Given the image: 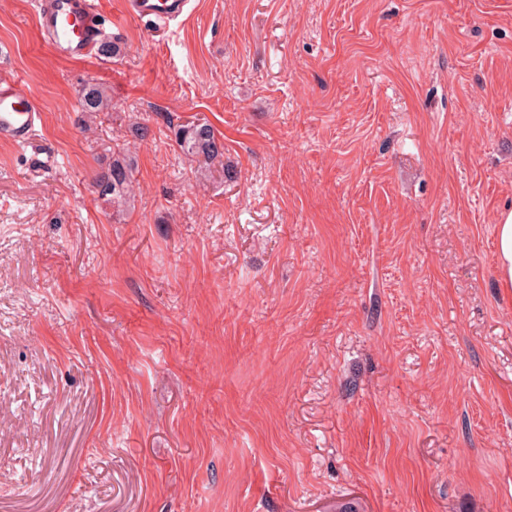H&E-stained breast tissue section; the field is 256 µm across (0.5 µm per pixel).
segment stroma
Listing matches in <instances>:
<instances>
[{
  "label": "stroma",
  "mask_w": 512,
  "mask_h": 512,
  "mask_svg": "<svg viewBox=\"0 0 512 512\" xmlns=\"http://www.w3.org/2000/svg\"><path fill=\"white\" fill-rule=\"evenodd\" d=\"M37 2L0 0L42 115L0 140V512H512V0H191L161 33L100 0L123 52L84 62ZM80 100L81 112L89 116H97L100 112H109L112 109L106 91L95 83H87L82 87ZM176 139L186 154L202 159L197 169L201 179H206L216 164L223 169L224 144L220 142L211 125L205 122L188 123L177 130ZM132 164L131 160H113L107 171H102L95 176L93 187L101 196H112V203L126 202L129 170ZM497 278L501 288H512V209L499 212L496 219Z\"/></svg>",
  "instance_id": "obj_1"
}]
</instances>
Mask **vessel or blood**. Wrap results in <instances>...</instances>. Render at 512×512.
<instances>
[{
    "label": "vessel or blood",
    "mask_w": 512,
    "mask_h": 512,
    "mask_svg": "<svg viewBox=\"0 0 512 512\" xmlns=\"http://www.w3.org/2000/svg\"><path fill=\"white\" fill-rule=\"evenodd\" d=\"M188 4L189 0H123L128 17L165 26L181 17ZM38 25L50 48L70 60L92 57L97 43L108 36L100 0H46L39 10ZM39 118L18 84H0V139L28 145Z\"/></svg>",
    "instance_id": "vessel-or-blood-1"
}]
</instances>
